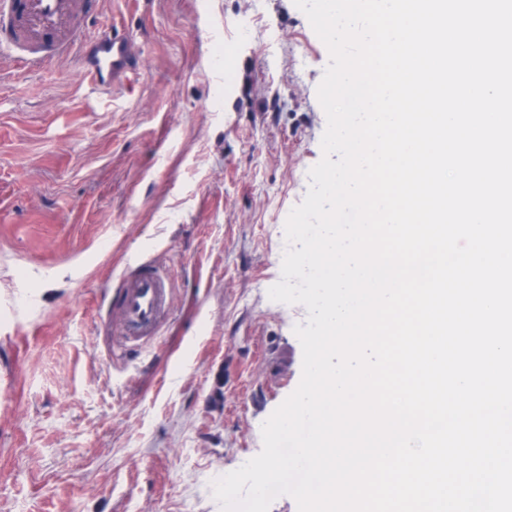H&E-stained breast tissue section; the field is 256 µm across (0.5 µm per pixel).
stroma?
I'll return each mask as SVG.
<instances>
[{
  "label": "stroma",
  "mask_w": 512,
  "mask_h": 512,
  "mask_svg": "<svg viewBox=\"0 0 512 512\" xmlns=\"http://www.w3.org/2000/svg\"><path fill=\"white\" fill-rule=\"evenodd\" d=\"M115 23L140 70L112 98L68 58L0 79V512H223L302 376L307 310L268 291L326 46L293 0H103L85 34ZM135 251L174 277L139 359L104 304Z\"/></svg>",
  "instance_id": "35a3bbf8"
}]
</instances>
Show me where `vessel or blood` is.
I'll use <instances>...</instances> for the list:
<instances>
[{
  "label": "vessel or blood",
  "instance_id": "vessel-or-blood-1",
  "mask_svg": "<svg viewBox=\"0 0 512 512\" xmlns=\"http://www.w3.org/2000/svg\"><path fill=\"white\" fill-rule=\"evenodd\" d=\"M97 0H0V55L28 69L55 57L73 58L92 92L109 97L127 88L139 70L129 28L112 25L96 38L83 36ZM171 283L159 261L134 256L112 291L120 316L121 346L139 350L154 338L170 314Z\"/></svg>",
  "mask_w": 512,
  "mask_h": 512
}]
</instances>
